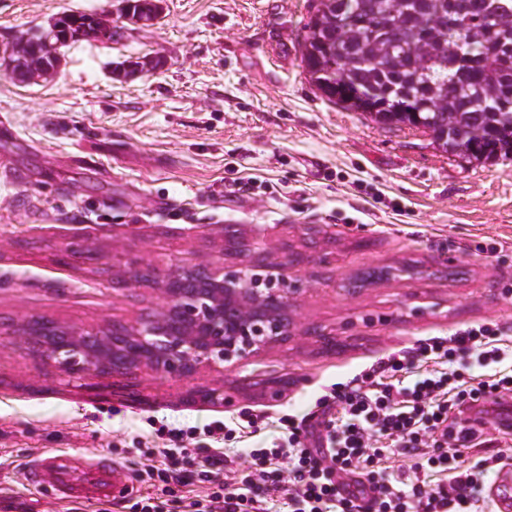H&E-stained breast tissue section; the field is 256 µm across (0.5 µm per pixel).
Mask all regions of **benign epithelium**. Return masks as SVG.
<instances>
[{
    "mask_svg": "<svg viewBox=\"0 0 512 512\" xmlns=\"http://www.w3.org/2000/svg\"><path fill=\"white\" fill-rule=\"evenodd\" d=\"M58 67L60 43L45 29L0 41V73L34 82ZM112 281L126 287L151 285L159 303L145 316L100 328H75L45 317H26L11 336L44 363L71 374L102 378L152 374L189 379L199 370L224 371L296 335L288 261L271 262L246 253L241 232L224 225V248L210 264L174 270L145 263Z\"/></svg>",
    "mask_w": 512,
    "mask_h": 512,
    "instance_id": "benign-epithelium-1",
    "label": "benign epithelium"
}]
</instances>
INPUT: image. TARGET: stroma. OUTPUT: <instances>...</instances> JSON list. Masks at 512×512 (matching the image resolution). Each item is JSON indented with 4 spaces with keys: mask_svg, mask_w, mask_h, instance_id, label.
Wrapping results in <instances>:
<instances>
[{
    "mask_svg": "<svg viewBox=\"0 0 512 512\" xmlns=\"http://www.w3.org/2000/svg\"><path fill=\"white\" fill-rule=\"evenodd\" d=\"M160 6L142 26L122 0H0V39L68 10L111 16L120 33L65 50L50 78L0 74V512H68L21 476L42 451L105 454L132 478L145 464L133 443L162 447L160 425L276 419L415 340L512 328V157L461 159L330 102L301 63L314 0ZM145 57L162 68L113 75ZM228 224L293 257L311 335L187 380L71 383L13 344L24 315L85 328L145 313L153 288L114 285L113 272L217 258ZM89 249L98 263L79 259ZM253 378L287 386L273 399Z\"/></svg>",
    "mask_w": 512,
    "mask_h": 512,
    "instance_id": "obj_1",
    "label": "stroma"
}]
</instances>
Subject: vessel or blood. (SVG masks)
I'll return each mask as SVG.
<instances>
[{
	"mask_svg": "<svg viewBox=\"0 0 512 512\" xmlns=\"http://www.w3.org/2000/svg\"><path fill=\"white\" fill-rule=\"evenodd\" d=\"M28 486L38 489L53 487L61 500L120 498L132 492L133 486L123 479L110 459L81 461L69 454L42 453L23 473ZM489 494L497 512H512V468L503 467Z\"/></svg>",
	"mask_w": 512,
	"mask_h": 512,
	"instance_id": "b4317fda",
	"label": "vessel or blood"
}]
</instances>
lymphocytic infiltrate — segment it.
<instances>
[{
    "mask_svg": "<svg viewBox=\"0 0 512 512\" xmlns=\"http://www.w3.org/2000/svg\"><path fill=\"white\" fill-rule=\"evenodd\" d=\"M466 359L479 372L463 381L454 365ZM510 394L512 333L492 322L460 327L380 357L313 409L279 417L269 446L256 438L259 414L236 429L207 425L214 446L202 454L186 445L196 427L160 426L166 445L145 451L136 506L169 512L172 486L183 485L202 493L182 512H495L482 490L502 452L471 467L459 459L482 445L471 411ZM237 436L249 465L241 477L222 449Z\"/></svg>",
    "mask_w": 512,
    "mask_h": 512,
    "instance_id": "obj_1",
    "label": "lymphocytic infiltrate"
}]
</instances>
